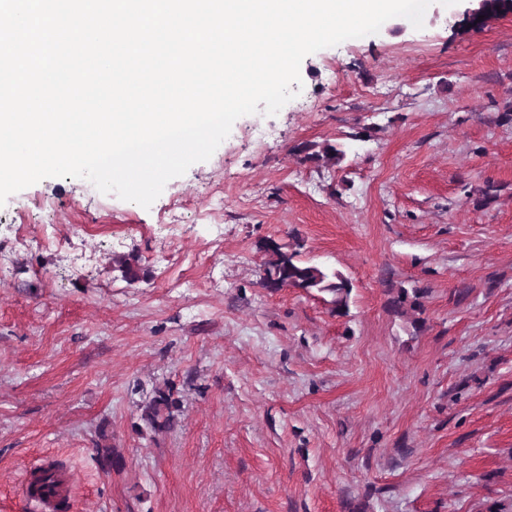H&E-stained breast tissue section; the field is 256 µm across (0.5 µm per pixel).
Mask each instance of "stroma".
<instances>
[{
  "label": "stroma",
  "instance_id": "1",
  "mask_svg": "<svg viewBox=\"0 0 512 512\" xmlns=\"http://www.w3.org/2000/svg\"><path fill=\"white\" fill-rule=\"evenodd\" d=\"M465 4L306 56L297 97L150 208L71 177L7 198L0 512H39L51 461L67 512H512V14L463 32ZM326 142L341 164L298 151ZM294 239L352 282L347 315L263 288ZM401 287L422 325L388 308ZM172 400L169 394L158 391V394L144 407L142 420L154 432L162 431L170 425V415L163 416L162 411L170 409Z\"/></svg>",
  "mask_w": 512,
  "mask_h": 512
}]
</instances>
